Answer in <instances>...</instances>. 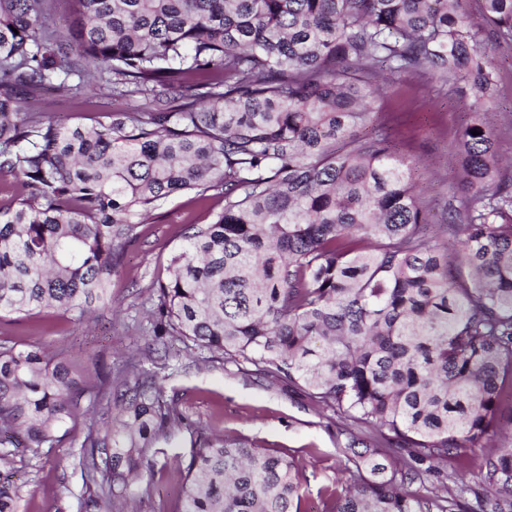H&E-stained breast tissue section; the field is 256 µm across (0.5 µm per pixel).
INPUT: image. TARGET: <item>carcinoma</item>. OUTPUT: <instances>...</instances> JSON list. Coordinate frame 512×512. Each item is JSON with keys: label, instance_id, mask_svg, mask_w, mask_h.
Instances as JSON below:
<instances>
[{"label": "carcinoma", "instance_id": "obj_1", "mask_svg": "<svg viewBox=\"0 0 512 512\" xmlns=\"http://www.w3.org/2000/svg\"><path fill=\"white\" fill-rule=\"evenodd\" d=\"M46 2L0 0V173L21 182L0 207V318L90 320L145 216L214 191L224 206L185 229L152 284V334L301 384L431 469L482 450L475 485L442 497L409 492L416 474L367 448L353 486L322 489L324 512H512V448L488 444L512 395V173L481 117L462 127L441 246L413 162L385 125L361 133L383 64L493 102L467 0H71L73 33L46 23ZM476 2L511 41L512 0ZM86 59L144 110L90 128L20 113L73 76L97 81ZM162 391L144 370L81 384L39 347L0 343V434L22 431L35 456L79 443L100 477L85 512H124L132 473L183 424ZM102 401L105 426L91 416ZM303 497L294 459L201 432L180 512H302ZM18 499L0 483V512Z\"/></svg>", "mask_w": 512, "mask_h": 512}]
</instances>
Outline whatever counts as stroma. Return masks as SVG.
Returning <instances> with one entry per match:
<instances>
[{
    "label": "stroma",
    "instance_id": "1",
    "mask_svg": "<svg viewBox=\"0 0 512 512\" xmlns=\"http://www.w3.org/2000/svg\"><path fill=\"white\" fill-rule=\"evenodd\" d=\"M482 38L495 48L499 94L483 116L499 134L498 147L512 158V46L496 44L489 29ZM142 96L117 98L110 84L71 92L43 94L24 101L23 111L44 113L62 125H93L106 113L140 108ZM475 110L472 92H460L431 79L392 78L381 101L382 119L399 153L413 160L412 178L418 195L429 206L431 224H438L448 195L459 176L457 134ZM223 206L219 198L199 200L194 193L176 194L140 225L112 275V307L97 319L73 324L47 313L21 322L0 318V340L17 348L35 344L66 360L76 379L98 377L137 360L142 369L157 372L166 395L176 397L188 421L176 430L167 448V463L142 472L134 482L135 512H176L181 485L191 458L193 428L255 448H269L293 457L301 466L306 497L304 512H323L322 489L347 484L353 463L349 448L388 449L396 461L412 464L409 449L387 448L385 433L348 414L313 400L304 388L274 378L258 377L251 364L238 359L207 360L193 343L179 354L161 359L150 331V285L165 275L167 259L183 242L187 225L206 224ZM78 448L62 444L32 455L17 448L0 479L17 488L19 512H81L80 503L94 487L78 464ZM478 458L466 453L449 461L441 473L421 472L412 492L445 494L456 483H473Z\"/></svg>",
    "mask_w": 512,
    "mask_h": 512
}]
</instances>
